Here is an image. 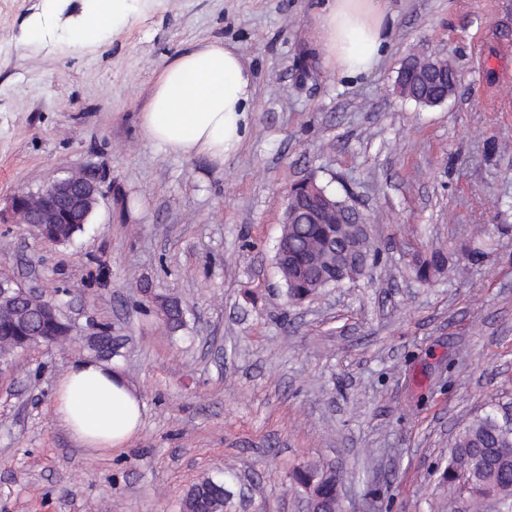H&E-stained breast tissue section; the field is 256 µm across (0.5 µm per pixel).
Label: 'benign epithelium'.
<instances>
[{
  "label": "benign epithelium",
  "instance_id": "1",
  "mask_svg": "<svg viewBox=\"0 0 512 512\" xmlns=\"http://www.w3.org/2000/svg\"><path fill=\"white\" fill-rule=\"evenodd\" d=\"M417 73H435L442 69L435 57L425 52L416 55ZM99 189L94 179L82 174H72L58 179L43 187L34 194H18L11 201V210L16 223L25 224L41 230L46 224H85L98 202ZM308 200L313 206L312 216L323 220L331 212L338 215L347 212L352 214L348 219H339L337 223L347 225L346 239L341 247L327 245L320 252L318 261L336 269V273H344L355 267L367 271V265L359 264L357 256L363 242L370 237V225L356 214L354 208L345 210L321 192L312 180H305L290 186L285 200L284 223H293L298 209L295 201ZM28 298L37 304L41 314L46 317L62 316V306L55 298L45 295L35 287H25L15 281L0 282V302L5 304L12 300V295ZM111 332L103 327L94 328L83 337L84 343L100 358L108 357L104 347V337Z\"/></svg>",
  "mask_w": 512,
  "mask_h": 512
}]
</instances>
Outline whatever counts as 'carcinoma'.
I'll return each instance as SVG.
<instances>
[{"label":"carcinoma","instance_id":"1","mask_svg":"<svg viewBox=\"0 0 512 512\" xmlns=\"http://www.w3.org/2000/svg\"><path fill=\"white\" fill-rule=\"evenodd\" d=\"M49 241L64 244L82 231L80 224L46 225ZM334 224H318L306 212L297 223L283 225V233L275 252V262L283 269L287 263L305 268V283L285 282L286 295L292 302H301L313 292L340 285L335 271L310 265L311 256L321 245L338 234ZM445 258L441 250L431 251L430 257L419 264L420 278L429 280V274L444 270ZM155 302L163 310V320L170 332L185 325L181 302L176 298L157 297ZM67 327L49 324L36 318L24 303L7 312L0 308V353L11 356L33 345H52L63 339ZM296 492L317 500L319 512H338V481L325 477V470L315 463L295 468L290 475ZM448 504L461 493L468 494L474 512L481 510L489 497H494L504 512H512V429L496 415L488 413L466 426L451 445L446 468ZM189 512H231V494L221 478L207 477L192 486L184 500Z\"/></svg>","mask_w":512,"mask_h":512}]
</instances>
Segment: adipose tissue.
<instances>
[{
  "mask_svg": "<svg viewBox=\"0 0 512 512\" xmlns=\"http://www.w3.org/2000/svg\"><path fill=\"white\" fill-rule=\"evenodd\" d=\"M133 11L130 0H87L72 40L90 45ZM390 18L387 0H327L316 18L324 64L349 79L374 71ZM255 94L254 72L236 45L198 43L161 70L141 114L142 133L167 153L223 163L246 138ZM54 415L83 447L107 450L137 432L141 402L118 372L86 359L60 377Z\"/></svg>",
  "mask_w": 512,
  "mask_h": 512,
  "instance_id": "obj_1",
  "label": "adipose tissue"
}]
</instances>
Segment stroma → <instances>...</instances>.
Here are the masks:
<instances>
[{
	"instance_id": "stroma-1",
	"label": "stroma",
	"mask_w": 512,
	"mask_h": 512,
	"mask_svg": "<svg viewBox=\"0 0 512 512\" xmlns=\"http://www.w3.org/2000/svg\"><path fill=\"white\" fill-rule=\"evenodd\" d=\"M326 0H138L94 47L70 42L84 0H0V278L56 298L78 328L0 370V512H181L223 476L236 512H301L292 469L340 478L339 512L448 504L450 446L476 415L512 414V0H390L378 68L327 69ZM41 39L28 35L34 23ZM238 46L252 122L224 164L147 141L140 115L191 44ZM423 51L459 76L444 104L401 97ZM97 181L83 232L45 243L7 209L73 173ZM312 179L372 225L369 275L289 302L274 261L290 185ZM442 249L430 280L417 260ZM155 295L179 298L169 333ZM97 325L143 404L120 449L55 420L58 378Z\"/></svg>"
}]
</instances>
